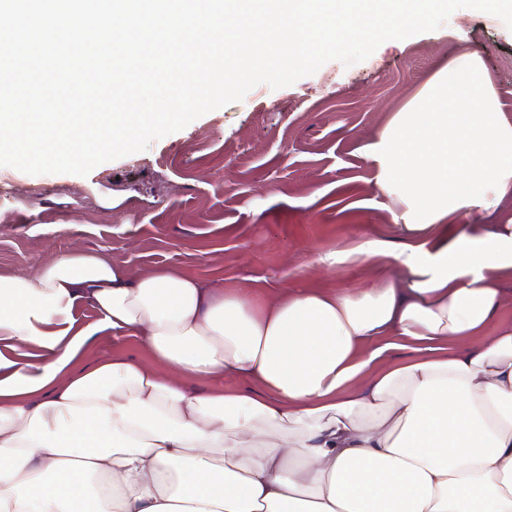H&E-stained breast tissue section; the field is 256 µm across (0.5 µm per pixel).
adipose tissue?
Masks as SVG:
<instances>
[{
  "label": "adipose tissue",
  "instance_id": "adipose-tissue-1",
  "mask_svg": "<svg viewBox=\"0 0 512 512\" xmlns=\"http://www.w3.org/2000/svg\"><path fill=\"white\" fill-rule=\"evenodd\" d=\"M370 151L410 231L512 195V122L466 53ZM386 257L407 287L263 303L84 252L1 276L0 512H512V326L485 334L512 224ZM107 331L174 377L84 361Z\"/></svg>",
  "mask_w": 512,
  "mask_h": 512
}]
</instances>
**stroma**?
<instances>
[{
    "instance_id": "35a3bbf8",
    "label": "stroma",
    "mask_w": 512,
    "mask_h": 512,
    "mask_svg": "<svg viewBox=\"0 0 512 512\" xmlns=\"http://www.w3.org/2000/svg\"><path fill=\"white\" fill-rule=\"evenodd\" d=\"M461 53L482 63L512 121V30L463 8L352 66L333 60L288 87L259 84L87 176L0 166V276L35 274L80 248L135 276L174 269L264 299L403 285L407 268L384 257L322 258L403 241L398 193L380 185L367 148ZM456 221L494 230L512 222V197L489 195Z\"/></svg>"
}]
</instances>
